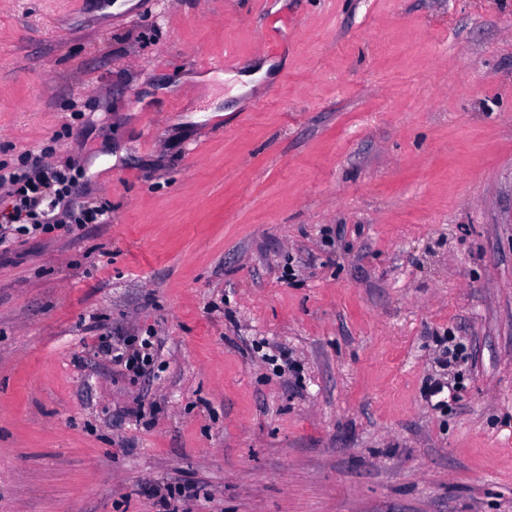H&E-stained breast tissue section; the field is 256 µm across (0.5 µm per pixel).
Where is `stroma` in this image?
<instances>
[{
    "label": "stroma",
    "mask_w": 512,
    "mask_h": 512,
    "mask_svg": "<svg viewBox=\"0 0 512 512\" xmlns=\"http://www.w3.org/2000/svg\"><path fill=\"white\" fill-rule=\"evenodd\" d=\"M41 148L112 221L0 256V512H512V0H0Z\"/></svg>",
    "instance_id": "obj_1"
}]
</instances>
